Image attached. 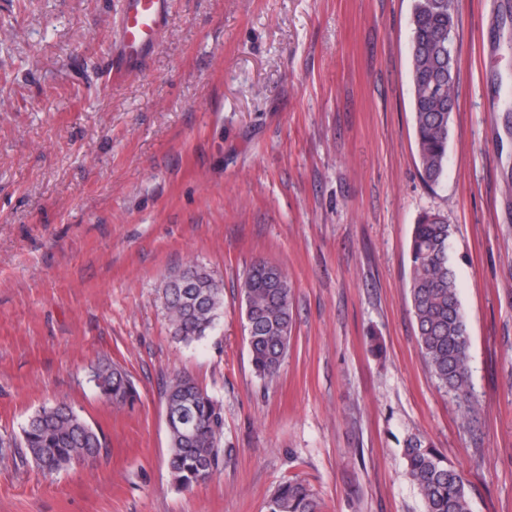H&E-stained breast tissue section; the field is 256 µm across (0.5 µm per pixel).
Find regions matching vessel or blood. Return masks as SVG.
Listing matches in <instances>:
<instances>
[{"instance_id":"b4317fda","label":"vessel or blood","mask_w":512,"mask_h":512,"mask_svg":"<svg viewBox=\"0 0 512 512\" xmlns=\"http://www.w3.org/2000/svg\"><path fill=\"white\" fill-rule=\"evenodd\" d=\"M167 14V0H126L120 36L128 57H139L156 46Z\"/></svg>"}]
</instances>
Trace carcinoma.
<instances>
[{"label":"carcinoma","instance_id":"carcinoma-1","mask_svg":"<svg viewBox=\"0 0 512 512\" xmlns=\"http://www.w3.org/2000/svg\"><path fill=\"white\" fill-rule=\"evenodd\" d=\"M458 0H414L410 65L416 153L425 184H439L448 167V138L453 113L448 103L459 95L454 57ZM497 51L512 54V20H501ZM454 226L440 213L425 212L414 224L409 244V297L416 322L419 354L439 390L456 404L462 423L478 413L471 382L467 321L450 259ZM245 330L255 375L273 384L288 357L294 328L295 288L288 270L261 261L240 285ZM171 335L189 345L209 335L224 306L223 282L190 262L170 273L158 291ZM90 382L115 407L133 402L136 386L118 364L90 366ZM169 415L167 466L172 485L191 490L213 476L224 462V412L221 404L187 374L175 372L164 390ZM101 433L73 406L45 405L30 416L20 437L0 438V456L31 463L52 478L71 470L74 456L97 457ZM406 473L424 503V512H470L463 478L448 458L421 437L407 440ZM266 512H323L312 489L288 478L266 502Z\"/></svg>","mask_w":512,"mask_h":512}]
</instances>
